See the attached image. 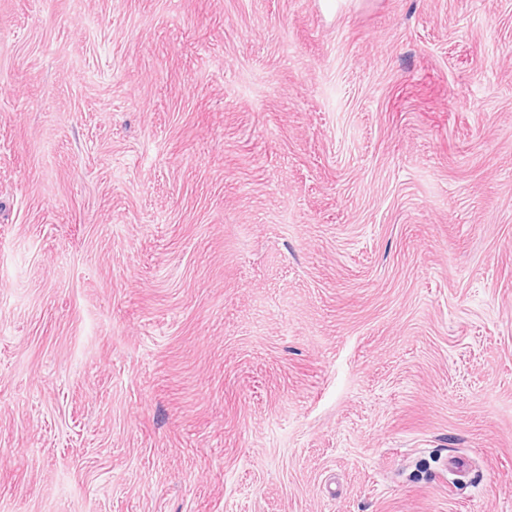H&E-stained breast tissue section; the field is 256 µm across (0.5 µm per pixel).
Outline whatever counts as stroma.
I'll return each instance as SVG.
<instances>
[{
    "mask_svg": "<svg viewBox=\"0 0 512 512\" xmlns=\"http://www.w3.org/2000/svg\"><path fill=\"white\" fill-rule=\"evenodd\" d=\"M0 512H512V0H0Z\"/></svg>",
    "mask_w": 512,
    "mask_h": 512,
    "instance_id": "1",
    "label": "stroma"
}]
</instances>
